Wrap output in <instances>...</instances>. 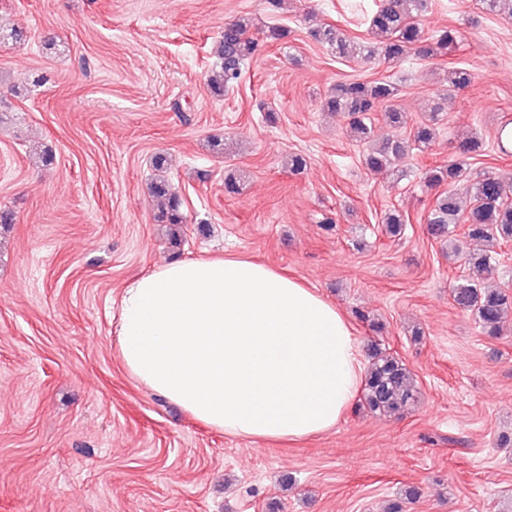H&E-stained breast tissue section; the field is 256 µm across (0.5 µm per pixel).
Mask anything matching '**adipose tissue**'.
<instances>
[{
	"instance_id": "obj_1",
	"label": "adipose tissue",
	"mask_w": 512,
	"mask_h": 512,
	"mask_svg": "<svg viewBox=\"0 0 512 512\" xmlns=\"http://www.w3.org/2000/svg\"><path fill=\"white\" fill-rule=\"evenodd\" d=\"M114 332L145 389L196 421L252 440H300L341 419L363 376L336 306L240 256L165 264L127 284Z\"/></svg>"
}]
</instances>
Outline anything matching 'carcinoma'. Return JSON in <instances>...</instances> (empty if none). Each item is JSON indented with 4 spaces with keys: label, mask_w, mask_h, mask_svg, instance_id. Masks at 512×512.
Returning <instances> with one entry per match:
<instances>
[{
    "label": "carcinoma",
    "mask_w": 512,
    "mask_h": 512,
    "mask_svg": "<svg viewBox=\"0 0 512 512\" xmlns=\"http://www.w3.org/2000/svg\"><path fill=\"white\" fill-rule=\"evenodd\" d=\"M426 7V0H378L369 16L373 42L365 46L345 36L339 28L326 26L313 31V36L328 45L339 58H379L388 63L398 62L412 50L427 58L448 54L457 44L459 32L445 28L432 35L425 33L418 13ZM259 49V41L249 36L248 24L237 20L224 26L217 47L220 66L210 77L214 94L221 96L234 87L242 74V66ZM472 74L465 68L448 71V84L453 89L468 86ZM398 95L391 81H353L338 84L323 103L329 112H342L349 118L350 130L361 140L370 138V113L381 106L386 108L388 125L396 130L407 125L408 117L394 107ZM417 145H427L436 137L433 123H421L411 131ZM407 151V142L388 137L367 153L365 163L373 172H381L400 159ZM482 139L470 136L459 145V158L446 165L436 166L425 173V183L431 187L448 186L441 193L428 215V232L437 240L446 242L455 235L459 224L466 225L467 236L474 241H487L501 246L512 242V183L494 172L476 171L469 177L466 159L480 155ZM466 181V193L472 205L464 208L454 186ZM152 194L160 199L161 219L167 224L184 223L182 201L163 180L150 185ZM499 253L495 250L474 252L465 261V274L451 289L454 304L470 312L481 331L489 336L500 333L503 323L512 315V293L501 288H487L484 280ZM371 359L363 388L366 408L385 416L404 414L416 392V381L406 363L387 353L380 344L371 345Z\"/></svg>",
    "instance_id": "carcinoma-1"
}]
</instances>
